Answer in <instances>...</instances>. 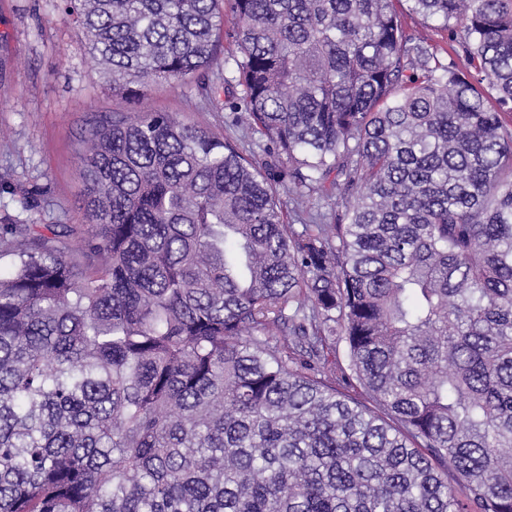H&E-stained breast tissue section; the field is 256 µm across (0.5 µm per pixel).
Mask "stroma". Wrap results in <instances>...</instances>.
Instances as JSON below:
<instances>
[{"label": "stroma", "instance_id": "35a3bbf8", "mask_svg": "<svg viewBox=\"0 0 512 512\" xmlns=\"http://www.w3.org/2000/svg\"><path fill=\"white\" fill-rule=\"evenodd\" d=\"M160 110L217 133L228 117L192 78L136 100L113 93L56 0H0V225L84 223L76 147L87 120Z\"/></svg>", "mask_w": 512, "mask_h": 512}]
</instances>
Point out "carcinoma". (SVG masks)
I'll use <instances>...</instances> for the list:
<instances>
[{
    "label": "carcinoma",
    "instance_id": "cac0c4a2",
    "mask_svg": "<svg viewBox=\"0 0 512 512\" xmlns=\"http://www.w3.org/2000/svg\"><path fill=\"white\" fill-rule=\"evenodd\" d=\"M60 2L242 135L95 116L8 226L0 512H512V0Z\"/></svg>",
    "mask_w": 512,
    "mask_h": 512
}]
</instances>
